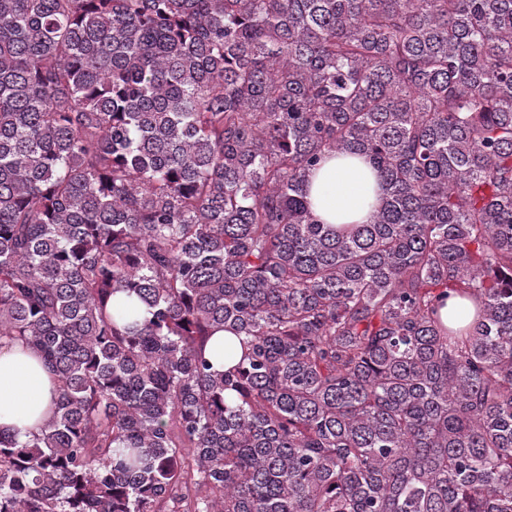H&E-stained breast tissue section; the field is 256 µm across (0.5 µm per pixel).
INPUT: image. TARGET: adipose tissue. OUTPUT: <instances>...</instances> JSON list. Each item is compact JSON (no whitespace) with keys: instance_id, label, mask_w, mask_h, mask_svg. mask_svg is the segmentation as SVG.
<instances>
[{"instance_id":"1","label":"adipose tissue","mask_w":512,"mask_h":512,"mask_svg":"<svg viewBox=\"0 0 512 512\" xmlns=\"http://www.w3.org/2000/svg\"><path fill=\"white\" fill-rule=\"evenodd\" d=\"M308 200L318 221L365 223L379 204L376 173L365 158L328 157L311 177ZM55 395V377L37 351L21 343L0 349V431H39Z\"/></svg>"}]
</instances>
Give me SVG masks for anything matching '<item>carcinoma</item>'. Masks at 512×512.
Here are the masks:
<instances>
[{"instance_id": "obj_1", "label": "carcinoma", "mask_w": 512, "mask_h": 512, "mask_svg": "<svg viewBox=\"0 0 512 512\" xmlns=\"http://www.w3.org/2000/svg\"><path fill=\"white\" fill-rule=\"evenodd\" d=\"M15 341L0 512H512V0H0ZM308 200L325 224L366 223L379 204L376 173L364 157L330 156L314 171ZM55 377L40 354L21 342L0 350V431L26 435L40 430L56 395Z\"/></svg>"}]
</instances>
